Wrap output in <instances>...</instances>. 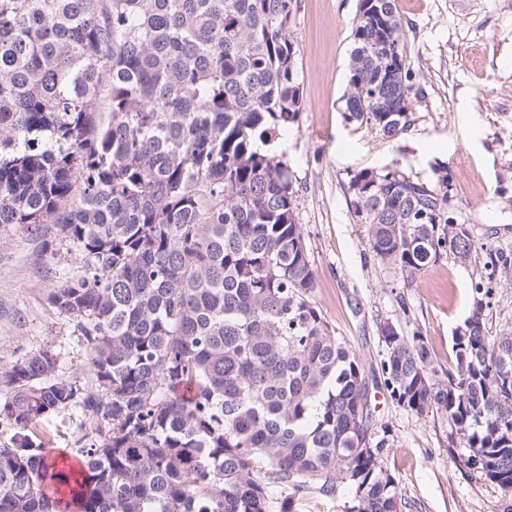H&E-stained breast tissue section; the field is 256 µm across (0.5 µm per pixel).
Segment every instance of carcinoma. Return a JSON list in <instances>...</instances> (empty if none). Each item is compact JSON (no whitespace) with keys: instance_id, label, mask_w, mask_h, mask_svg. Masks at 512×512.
<instances>
[{"instance_id":"carcinoma-1","label":"carcinoma","mask_w":512,"mask_h":512,"mask_svg":"<svg viewBox=\"0 0 512 512\" xmlns=\"http://www.w3.org/2000/svg\"><path fill=\"white\" fill-rule=\"evenodd\" d=\"M292 0H0V224H51L80 279L49 302L79 320L96 391L55 378L49 350L0 377V512H401L371 432L370 390L462 436L463 465L512 492V330L487 317L512 251L478 244L450 181L354 176L366 244L402 278L482 258L454 368L383 328L365 368L309 302L316 286L295 190L268 148L302 99ZM348 123L406 127L410 69L395 0H359ZM107 118H98L100 109ZM77 404L78 466L41 457L34 428Z\"/></svg>"}]
</instances>
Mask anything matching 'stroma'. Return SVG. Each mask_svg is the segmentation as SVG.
<instances>
[{
  "mask_svg": "<svg viewBox=\"0 0 512 512\" xmlns=\"http://www.w3.org/2000/svg\"><path fill=\"white\" fill-rule=\"evenodd\" d=\"M358 4L295 0L289 28L302 112L277 146L315 271L311 301L366 367H379L389 324L425 337L442 378L454 366L452 336L469 314L478 268L444 257L403 280L369 250L350 182L384 169L430 184L449 175L453 206L476 240L512 246V0H395L414 87L411 125L394 137L342 117ZM84 273L52 225L0 226V374L47 349L58 378L84 379L81 327L48 301L51 289ZM372 403L375 425L391 431L383 466L396 478L401 512H512V494L461 470L465 448L445 417L417 416L383 394ZM87 431L76 406L36 427L50 460L76 457Z\"/></svg>",
  "mask_w": 512,
  "mask_h": 512,
  "instance_id": "obj_1",
  "label": "stroma"
}]
</instances>
